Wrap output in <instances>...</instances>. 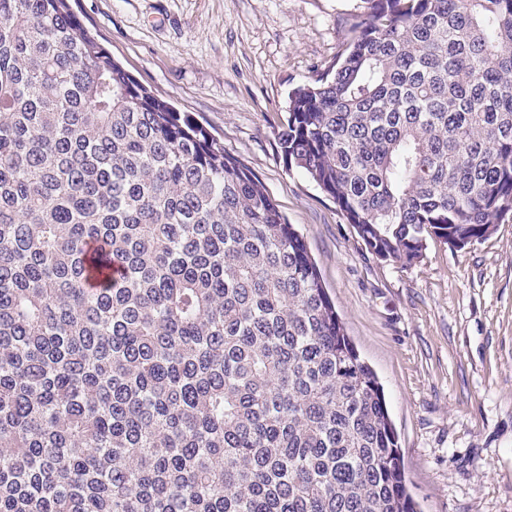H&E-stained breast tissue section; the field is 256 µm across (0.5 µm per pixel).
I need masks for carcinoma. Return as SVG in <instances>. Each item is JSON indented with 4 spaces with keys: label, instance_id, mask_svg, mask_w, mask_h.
Returning a JSON list of instances; mask_svg holds the SVG:
<instances>
[{
    "label": "carcinoma",
    "instance_id": "obj_1",
    "mask_svg": "<svg viewBox=\"0 0 512 512\" xmlns=\"http://www.w3.org/2000/svg\"><path fill=\"white\" fill-rule=\"evenodd\" d=\"M283 163L379 260L512 215V0H356ZM0 512H417L299 232L71 0H0Z\"/></svg>",
    "mask_w": 512,
    "mask_h": 512
}]
</instances>
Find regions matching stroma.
Masks as SVG:
<instances>
[{
  "instance_id": "1",
  "label": "stroma",
  "mask_w": 512,
  "mask_h": 512,
  "mask_svg": "<svg viewBox=\"0 0 512 512\" xmlns=\"http://www.w3.org/2000/svg\"><path fill=\"white\" fill-rule=\"evenodd\" d=\"M354 0H75L136 80L202 122L303 236L383 385L419 512H512V218L410 266L378 260L280 157L289 91L345 47Z\"/></svg>"
}]
</instances>
